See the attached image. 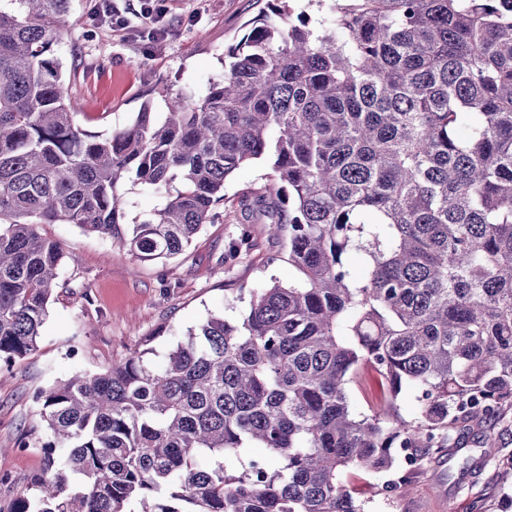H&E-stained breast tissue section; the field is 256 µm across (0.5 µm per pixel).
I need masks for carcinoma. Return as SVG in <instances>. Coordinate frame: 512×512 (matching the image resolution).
Listing matches in <instances>:
<instances>
[{"label": "carcinoma", "instance_id": "1", "mask_svg": "<svg viewBox=\"0 0 512 512\" xmlns=\"http://www.w3.org/2000/svg\"><path fill=\"white\" fill-rule=\"evenodd\" d=\"M9 2L1 362L36 350L49 316L62 250L40 224L170 259L226 180L264 161L272 179L246 201L298 273L250 292L240 321L189 328L159 366L147 348L40 391L44 466L13 512H364L347 475L391 472L380 491L405 493L431 453L459 451L460 426L512 409L507 0H316L331 19L314 26L280 0L202 101L146 103L106 133L78 124L54 54L70 0ZM126 179L166 198L139 224L124 223ZM366 369L386 384L369 413L352 397Z\"/></svg>", "mask_w": 512, "mask_h": 512}]
</instances>
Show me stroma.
I'll use <instances>...</instances> for the list:
<instances>
[{
  "instance_id": "obj_1",
  "label": "stroma",
  "mask_w": 512,
  "mask_h": 512,
  "mask_svg": "<svg viewBox=\"0 0 512 512\" xmlns=\"http://www.w3.org/2000/svg\"><path fill=\"white\" fill-rule=\"evenodd\" d=\"M162 11L144 18L139 0H112L119 24L90 17L92 0H71L72 26L55 47L64 80L81 103L79 125L108 132L129 123L144 104L166 111L178 95L203 99L224 77V52L240 42L269 0H157ZM261 161L230 176L217 219L203 225L176 257L143 262L73 224H43L40 232L64 253L59 286L36 351L0 363V512L20 494L34 495L43 466L45 424L34 401L43 388L77 373H101L134 350L165 353L209 314L238 318L250 291L296 277L288 255L268 243L262 225L241 205L269 173ZM253 244L238 256L228 246L242 229ZM463 455L480 454L490 440L496 455L478 477H461V457L439 451L405 495L384 497V478L364 475L352 488L366 512H512V410L482 427L455 434Z\"/></svg>"
}]
</instances>
